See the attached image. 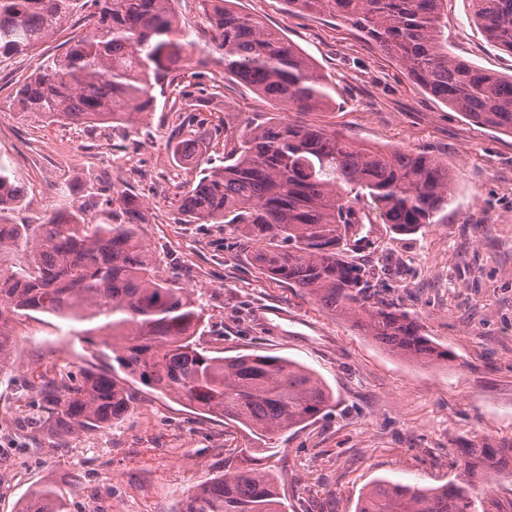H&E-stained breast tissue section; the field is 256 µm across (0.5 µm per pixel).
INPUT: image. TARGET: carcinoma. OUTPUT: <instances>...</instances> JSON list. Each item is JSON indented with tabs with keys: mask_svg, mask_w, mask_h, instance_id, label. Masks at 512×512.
<instances>
[{
	"mask_svg": "<svg viewBox=\"0 0 512 512\" xmlns=\"http://www.w3.org/2000/svg\"><path fill=\"white\" fill-rule=\"evenodd\" d=\"M172 0H0V59L26 54L74 15L90 32L69 41L18 89L17 104L53 121L129 127L153 111L186 46ZM210 41L224 77L235 78L276 108L313 112L331 101L311 59L279 31L228 6L202 0ZM288 10L326 13L355 27L401 64L412 80L470 121L512 137V76L483 71L448 53L438 35L444 0H285ZM473 18L512 52V0H472ZM224 165L199 170L180 199L190 222L223 224L260 247L254 261L271 280L300 288L343 316L390 353L422 365L456 360L419 321L367 290L375 273L357 261L368 196L383 223L415 234L448 208L456 179L425 153L358 144L302 122L249 123L231 136ZM22 189L0 169V251L31 248L25 264L0 269V370L19 327L41 316L81 324L102 338L106 366L54 378L38 394L42 427L60 444L83 431L112 427L129 411L133 379L185 406L240 424L263 441L301 426L333 400L325 381L287 358L212 356L198 347L203 309L188 288L158 274L144 241L145 214L135 196H93L68 215L10 224ZM263 448H241L224 475L189 497L184 512H282L274 478L259 462ZM459 472L438 489L377 481L355 512H477V487L512 476V447L456 449ZM19 512H68L66 493L47 483Z\"/></svg>",
	"mask_w": 512,
	"mask_h": 512,
	"instance_id": "obj_1",
	"label": "carcinoma"
}]
</instances>
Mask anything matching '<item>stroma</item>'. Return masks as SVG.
Returning <instances> with one entry per match:
<instances>
[{
  "instance_id": "stroma-1",
  "label": "stroma",
  "mask_w": 512,
  "mask_h": 512,
  "mask_svg": "<svg viewBox=\"0 0 512 512\" xmlns=\"http://www.w3.org/2000/svg\"><path fill=\"white\" fill-rule=\"evenodd\" d=\"M299 47L331 82L334 102L298 114L275 109L255 90L225 78L207 48L201 0H174L189 33L174 82L130 130L52 122L15 104L17 89L46 58L84 30L72 18L26 55L0 63V165L24 188L14 224L79 205L95 191L125 189L144 206V234L162 278L189 288L204 309L199 340L220 356L265 354L295 360L331 388L330 405L306 424L260 442L219 417L129 382L132 407L104 431L51 447L35 419L45 379L95 365L97 347L67 335L57 319L20 329L0 371V512L54 481L73 489L71 512H180L187 496L223 474L235 448L267 445L285 512H355L361 493L386 479L437 487L455 473L457 448L512 445V137L479 125L415 84L403 67L350 24L289 11L285 0H232ZM448 50L473 66L512 75V54L473 20L471 0H448ZM199 101L191 109L183 90ZM297 120L358 143L425 152L458 175L438 223L394 233L373 204L360 258L386 259L398 275L379 299L418 319L452 350V367L395 357L348 319L271 281L252 247L221 224H189L178 199L195 178L175 161L173 142L196 135L201 164L224 162V133L248 122Z\"/></svg>"
}]
</instances>
